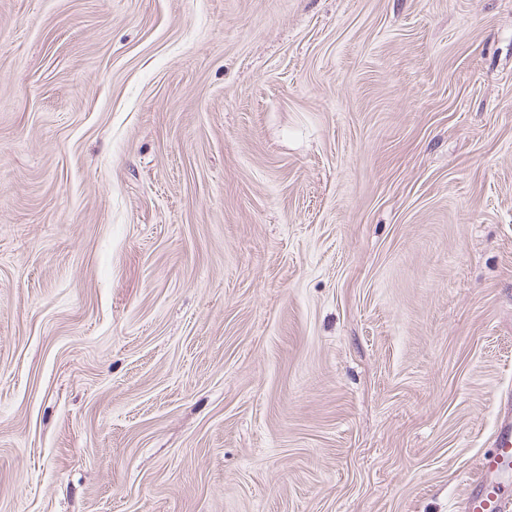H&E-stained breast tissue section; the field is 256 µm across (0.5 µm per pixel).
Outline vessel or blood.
Here are the masks:
<instances>
[{"mask_svg":"<svg viewBox=\"0 0 512 512\" xmlns=\"http://www.w3.org/2000/svg\"><path fill=\"white\" fill-rule=\"evenodd\" d=\"M512 474V410L497 423L492 448L479 461L463 502V512H512L503 494L505 475Z\"/></svg>","mask_w":512,"mask_h":512,"instance_id":"1","label":"vessel or blood"}]
</instances>
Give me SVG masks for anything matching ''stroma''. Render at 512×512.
<instances>
[{
    "mask_svg": "<svg viewBox=\"0 0 512 512\" xmlns=\"http://www.w3.org/2000/svg\"><path fill=\"white\" fill-rule=\"evenodd\" d=\"M512 385V0H0V512H462Z\"/></svg>",
    "mask_w": 512,
    "mask_h": 512,
    "instance_id": "1",
    "label": "stroma"
}]
</instances>
